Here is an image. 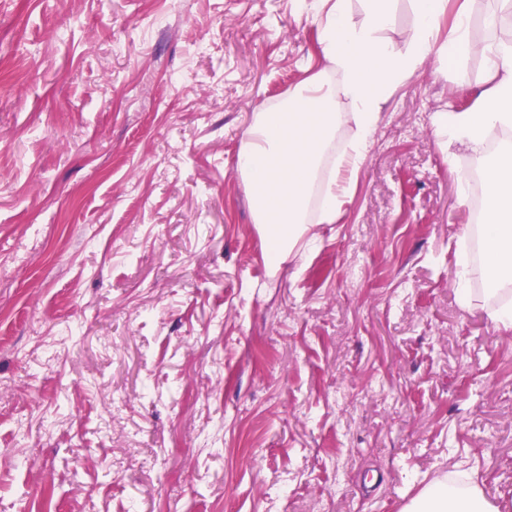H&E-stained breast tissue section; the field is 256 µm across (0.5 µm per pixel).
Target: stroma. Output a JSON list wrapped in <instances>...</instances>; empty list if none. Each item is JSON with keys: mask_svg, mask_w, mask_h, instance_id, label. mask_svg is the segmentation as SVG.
<instances>
[{"mask_svg": "<svg viewBox=\"0 0 512 512\" xmlns=\"http://www.w3.org/2000/svg\"><path fill=\"white\" fill-rule=\"evenodd\" d=\"M301 0H0V512H512V330L454 284L470 151L392 92L335 223L265 259L237 156L323 65ZM402 512H499L473 480L459 485L450 476L430 482L404 505Z\"/></svg>", "mask_w": 512, "mask_h": 512, "instance_id": "35a3bbf8", "label": "stroma"}]
</instances>
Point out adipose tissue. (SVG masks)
Instances as JSON below:
<instances>
[{"label":"adipose tissue","instance_id":"ef3b65f1","mask_svg":"<svg viewBox=\"0 0 512 512\" xmlns=\"http://www.w3.org/2000/svg\"><path fill=\"white\" fill-rule=\"evenodd\" d=\"M319 0L312 18L323 68L301 81L280 105L256 113L238 155L254 220L260 224L273 262L291 256L311 223L330 224L349 196L391 91L418 71L430 53L448 67L481 55L493 74L492 87L474 107L431 115L430 126L447 143L466 147L479 165L486 222L463 231L465 249L456 256V288L462 307L472 290L471 244H479L484 291L496 298L488 312L495 327L512 328V37L475 42L470 12L460 5L446 40L440 20L448 0H413L415 22L403 47L388 42L393 0ZM353 122L355 133L333 152L336 132ZM402 512H499L475 481L433 480Z\"/></svg>","mask_w":512,"mask_h":512}]
</instances>
